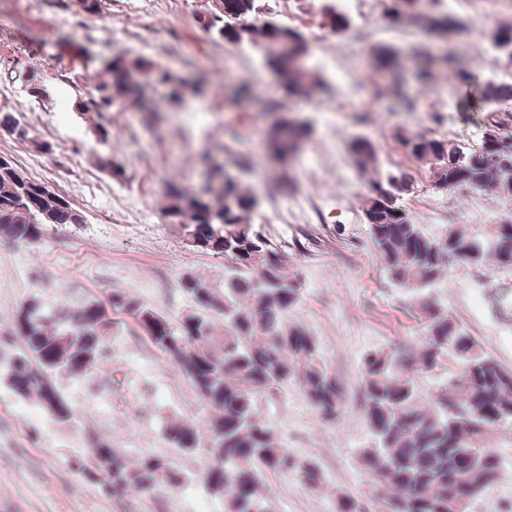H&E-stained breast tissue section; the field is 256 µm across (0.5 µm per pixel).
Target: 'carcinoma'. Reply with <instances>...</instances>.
<instances>
[{"mask_svg": "<svg viewBox=\"0 0 512 512\" xmlns=\"http://www.w3.org/2000/svg\"><path fill=\"white\" fill-rule=\"evenodd\" d=\"M220 2L221 8H208L207 16H195L206 35L231 47L258 48L287 99L312 102L329 91L306 64L310 44L304 33L272 17L265 0ZM319 13L322 26L334 34L352 27L337 0H324ZM387 14L393 24L449 40L465 28L443 0H392ZM483 37L497 57L512 60L511 22L496 25ZM400 54L395 44L378 43L371 48V65L389 73ZM425 62L429 67L418 73L423 85L448 72L458 85L475 75L453 52ZM105 72L75 102L80 114L98 117L92 132L102 143L111 137L101 122L104 114L151 110L146 97L150 84H167L171 101L183 100V84L149 59L118 55L105 63ZM480 95L489 117L476 148L401 127L394 137L428 168L437 191L487 190L512 199V81L488 78ZM269 114L265 158L283 189L291 184L293 159L310 129L282 104H274ZM0 130L25 137L10 112L0 111ZM349 152L357 171L377 168L371 141L355 139ZM196 163L208 169L204 183H168L161 214L166 223L180 224L200 237L198 253L231 261L224 281L184 274L180 287L194 308L177 323L127 293H114L105 303L87 300L57 310L30 297L16 310L13 335L22 340V348L6 367L5 381L17 396H36L54 420L68 422L72 409L51 377L80 378L100 368L109 357L112 314L127 313L151 344L175 361L208 408L205 482L211 493L224 498V512H274L264 475L290 472L312 490L321 489L325 477L315 461L300 460L283 446L262 413L263 403L295 386L324 423L334 424L343 412L345 390L322 362L316 336L289 320L301 299V281L297 272L288 271L284 246L249 224L259 204L256 192L240 179L225 177L224 165L210 151L197 155ZM99 164L112 179H127L115 156L103 155ZM402 184H413V177L402 172L370 180L363 215L387 279L410 296L417 311L418 344L399 343L363 355L362 405L373 441L361 449L359 462L373 479L380 512H469L472 502L501 478L494 444L499 436L512 434V369L449 317L432 290L444 278L450 258L473 267L512 269V222L486 224L475 233L452 227L442 237H430L401 208L397 191ZM83 222L64 196L29 178L10 159L0 161L1 241L35 244L49 226ZM217 316L224 320L222 332ZM445 360L456 371L436 390L425 391L421 380ZM163 433L183 452L200 447L193 423L170 421ZM93 448L95 464L105 472L114 497L130 491L146 494L161 482H183L162 457L143 456L131 465L105 438L94 439ZM336 512L365 508L356 497L341 494Z\"/></svg>", "mask_w": 512, "mask_h": 512, "instance_id": "1", "label": "carcinoma"}]
</instances>
